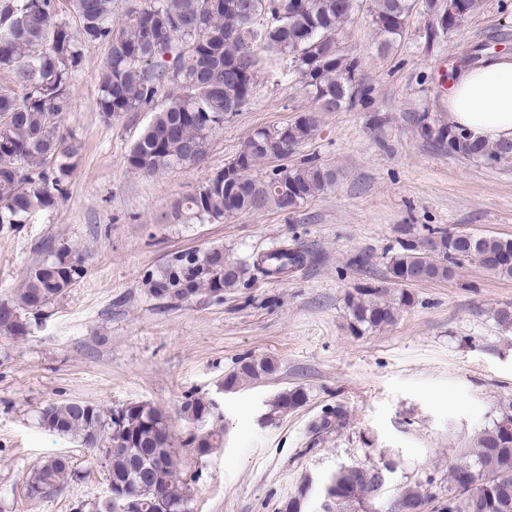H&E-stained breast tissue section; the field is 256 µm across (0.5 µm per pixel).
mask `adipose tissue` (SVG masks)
Masks as SVG:
<instances>
[{
    "instance_id": "obj_1",
    "label": "adipose tissue",
    "mask_w": 512,
    "mask_h": 512,
    "mask_svg": "<svg viewBox=\"0 0 512 512\" xmlns=\"http://www.w3.org/2000/svg\"><path fill=\"white\" fill-rule=\"evenodd\" d=\"M447 106L449 123L471 139L512 141V54L459 70Z\"/></svg>"
}]
</instances>
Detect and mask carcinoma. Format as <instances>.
Segmentation results:
<instances>
[{"mask_svg": "<svg viewBox=\"0 0 512 512\" xmlns=\"http://www.w3.org/2000/svg\"><path fill=\"white\" fill-rule=\"evenodd\" d=\"M78 20L71 29L57 0H0V224H28L39 213L55 209L81 154V143L60 133L70 109L73 78L86 47L103 44L106 58L98 72L96 107L105 119L127 112H149L151 118L127 153L128 168L142 175L196 165L206 155L224 119L246 108L256 87V49L288 57L302 90L314 108L279 127L254 130L235 157L197 191L174 204L197 218L222 222L241 213L268 209L292 213L308 200L334 187L340 171L307 158L259 176L256 170L273 152L293 155L311 140L324 112L355 105L369 112L375 144L393 151L388 117L373 108V87L361 74L360 60L340 40L343 25L359 8V0H139L124 19L112 21L114 0H70ZM477 0H374L372 24L388 48L405 31L414 9L436 19L425 40L433 44L458 29ZM171 88L164 100L159 94ZM420 137L432 147L487 165H512V143L475 142L462 130L423 112L415 117ZM422 243H409L388 260L392 281H447L464 260H474L503 277H512V237L452 234L430 227ZM305 252L283 243L252 262L224 259V250L178 259L151 278L158 296L183 300L199 292L219 296L256 274L278 277L302 265ZM84 269L79 250L62 244L47 248L27 268L22 286L0 302V335L26 336L29 317L47 315L50 306L73 288ZM406 289L389 297V289L367 285L348 295L350 328L360 334L393 325L400 310L412 305ZM276 371L265 358L242 363L224 378V387L263 379ZM302 389L278 393L268 418L275 420L300 407ZM183 412L194 420L212 416L210 399H189ZM512 401L503 405L488 427L473 438V453L448 472V493L456 478L486 469L499 476V486L478 490L481 512H512ZM345 423L341 409L326 411L312 428L337 429ZM39 425L70 438L106 463V480L134 496L137 512H189L188 483L178 472V450L167 415L149 402L106 412L81 400L46 405ZM212 429L197 440L206 454L223 437ZM119 438L124 448L112 451ZM160 464L162 485L146 484L142 473ZM74 476L65 456H53L34 467L28 487L42 497L61 490ZM337 490L335 512H352L365 502L360 470L337 468L331 475Z\"/></svg>", "mask_w": 512, "mask_h": 512, "instance_id": "carcinoma-1", "label": "carcinoma"}]
</instances>
